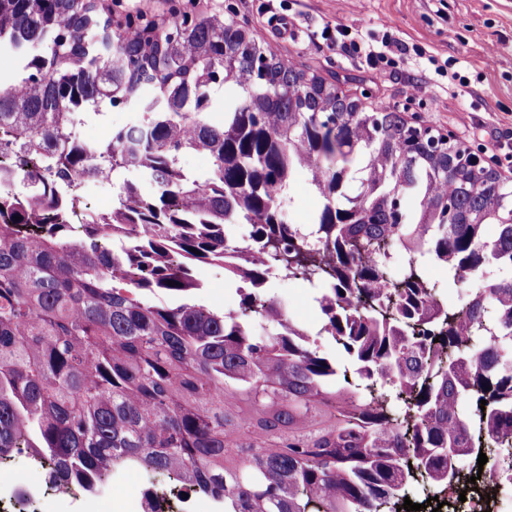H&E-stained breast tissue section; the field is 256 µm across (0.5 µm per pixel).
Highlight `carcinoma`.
Wrapping results in <instances>:
<instances>
[{
  "label": "carcinoma",
  "mask_w": 512,
  "mask_h": 512,
  "mask_svg": "<svg viewBox=\"0 0 512 512\" xmlns=\"http://www.w3.org/2000/svg\"><path fill=\"white\" fill-rule=\"evenodd\" d=\"M0 52L20 58L0 166L21 185L0 190V459L83 491L133 464L224 512H406L414 486L512 448V184L476 154L216 12L114 32L98 0H0ZM108 105L139 117L92 147L76 129ZM294 175L323 198L306 229ZM95 178L107 213L74 196ZM197 263L250 285L238 309L195 300ZM275 272L320 289L345 360L265 294Z\"/></svg>",
  "instance_id": "carcinoma-1"
}]
</instances>
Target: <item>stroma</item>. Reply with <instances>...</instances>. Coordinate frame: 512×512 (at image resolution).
<instances>
[{"label": "stroma", "mask_w": 512, "mask_h": 512, "mask_svg": "<svg viewBox=\"0 0 512 512\" xmlns=\"http://www.w3.org/2000/svg\"><path fill=\"white\" fill-rule=\"evenodd\" d=\"M113 29L155 24L201 11L223 13L260 44L297 68L322 77L363 106L391 107L411 124L428 127L476 153L501 176L511 171L496 158L512 151L503 137L512 132V0H100ZM294 24L281 38L268 26L272 15ZM342 23L362 35H391V74L373 73L343 48L327 47L326 24ZM446 74H438L440 65ZM203 287L196 297L219 310L236 308L235 286L222 269L199 264ZM267 294L287 302L300 323L316 328L320 313L311 289L283 276L272 277Z\"/></svg>", "instance_id": "obj_1"}]
</instances>
